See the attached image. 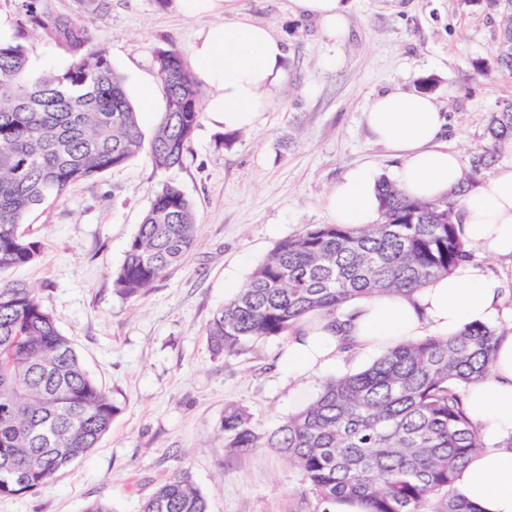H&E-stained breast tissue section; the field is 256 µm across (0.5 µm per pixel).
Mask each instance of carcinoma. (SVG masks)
<instances>
[{
  "instance_id": "1",
  "label": "carcinoma",
  "mask_w": 512,
  "mask_h": 512,
  "mask_svg": "<svg viewBox=\"0 0 512 512\" xmlns=\"http://www.w3.org/2000/svg\"><path fill=\"white\" fill-rule=\"evenodd\" d=\"M18 0L11 38L0 39V274L38 260L44 243L23 224L37 207L125 165L143 146L138 112L93 20L110 0ZM494 25L493 65L512 74V0H477ZM70 57L63 70L35 69L29 39ZM166 101L149 148L155 168L183 166L204 117L202 93L174 47L155 53ZM490 147L476 155L464 189L411 199L378 182L379 218L358 228L308 224L279 241L206 327L214 356L295 336L317 316H336L355 297L412 294L451 274L474 250L458 211L499 143L512 138V105L491 113ZM197 216L180 187L162 183L130 240L112 287L138 299L180 265L196 242ZM498 329L464 327L382 349L366 369L320 382L314 400L262 432L246 409L224 408V447L239 455L273 448L299 470L318 500L359 502L365 512H475L455 491L471 454L484 445L465 396L489 372ZM119 413L85 370L72 340L34 289L0 277V497L35 493L96 447ZM139 512H207L201 490L175 476Z\"/></svg>"
}]
</instances>
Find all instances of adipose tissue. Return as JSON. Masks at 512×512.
<instances>
[{
    "label": "adipose tissue",
    "mask_w": 512,
    "mask_h": 512,
    "mask_svg": "<svg viewBox=\"0 0 512 512\" xmlns=\"http://www.w3.org/2000/svg\"><path fill=\"white\" fill-rule=\"evenodd\" d=\"M294 15L315 19L328 38L347 31L350 0H290ZM191 54L200 81L212 87L206 111L236 132L256 125L287 74L286 45L265 24L241 17L216 22L194 43ZM364 118L374 139L399 158L392 181L407 196L432 200L456 191L463 170L444 142L446 116L423 91L393 90L375 97ZM378 175L367 166L350 169L327 199L335 223L355 227L378 218ZM472 246L512 261V164L497 166L470 195L460 214ZM502 280L476 261L413 295H374L347 303L339 327L305 326L288 345L289 374L305 375L340 362V346L360 349L413 340L433 333L449 336L474 322L507 319ZM473 422L487 445L469 459L456 483L477 512H512V331L498 337L490 376L469 388Z\"/></svg>",
    "instance_id": "ef3b65f1"
}]
</instances>
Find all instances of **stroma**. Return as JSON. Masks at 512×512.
Returning <instances> with one entry per match:
<instances>
[{"instance_id": "1", "label": "stroma", "mask_w": 512, "mask_h": 512, "mask_svg": "<svg viewBox=\"0 0 512 512\" xmlns=\"http://www.w3.org/2000/svg\"><path fill=\"white\" fill-rule=\"evenodd\" d=\"M242 16L269 24L288 44L286 83L252 130L231 134L204 117L182 168L155 170L140 151L26 221L45 253L7 277L35 289L120 412L96 448L40 491L0 498V512H84L97 500L114 512H138L142 498L177 475L202 491L208 512H327L274 449L227 451L224 407L239 404L260 429H272L310 403L320 381L367 367L375 353L292 378L282 365L288 338L223 360L212 355L206 326L278 241L330 223L325 198L349 169L392 174L397 159L363 121L373 97L434 80L448 144L467 169L488 145L497 102L512 99V76L473 68L491 61L494 45L493 25L475 0H351L340 42L294 16L290 0H233L229 19ZM213 22L185 15L179 0H112L96 20L144 138L165 110L156 50L170 42L190 54ZM148 86L154 93L146 103ZM166 181L195 206V249L145 296L121 298L112 273Z\"/></svg>"}]
</instances>
